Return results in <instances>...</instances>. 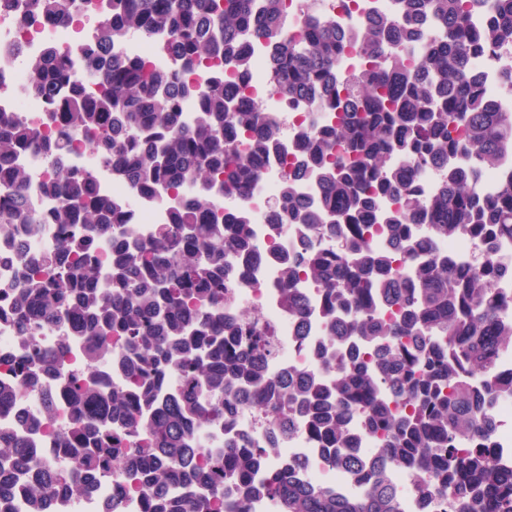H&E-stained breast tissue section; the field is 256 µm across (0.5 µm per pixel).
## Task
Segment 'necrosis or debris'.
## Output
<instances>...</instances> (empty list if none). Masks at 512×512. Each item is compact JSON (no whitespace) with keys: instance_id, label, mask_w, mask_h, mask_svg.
<instances>
[{"instance_id":"necrosis-or-debris-1","label":"necrosis or debris","mask_w":512,"mask_h":512,"mask_svg":"<svg viewBox=\"0 0 512 512\" xmlns=\"http://www.w3.org/2000/svg\"><path fill=\"white\" fill-rule=\"evenodd\" d=\"M322 14L345 28H360L375 14L398 17V0H319ZM53 42L71 54L73 72L82 75L84 42L79 29L64 22L52 27L22 28L16 9L0 6V120L41 122L49 106L26 92L31 74L28 60L40 51L45 42ZM165 38L133 36L115 47L119 56L139 57L155 65L172 70L175 59L164 49ZM267 50L253 47V66L246 82L251 100L271 102V111L278 119L276 137L280 153L265 167L260 180L248 196L235 192L224 195V210L236 213L247 210L252 224V253L248 263L232 265L224 270V285L231 301L224 307L228 318H243L245 329L265 330L269 351L265 363L270 373L299 366L307 370L322 371L324 355L335 347L324 336L325 292L319 284L307 278H298L295 288L307 308L305 323H297L280 303L282 271L275 254L276 249L300 253L309 243L308 237L296 226L279 224L270 209L271 201L280 195L287 181H294L298 196L309 199L316 196L318 186L311 179H294L297 160V142L302 133L321 129L334 122L331 112L319 111L311 105H288L276 100L266 70ZM476 68L485 76L484 92L495 108L512 112V84L506 83L512 74V48L488 50L474 60ZM73 166L90 171L101 189L113 198L128 201L134 216V228L139 239H149L158 224L164 223L174 203L170 193L160 190L150 197L130 196L126 185L113 180L110 171L100 165L94 153L87 148L73 151ZM59 229L45 225L40 233H30L18 227L14 238L0 237V310L10 311V286L17 277L14 259L17 249L41 253L53 248ZM493 429L490 442L496 449L499 464L512 469V399L497 400L491 411ZM272 422L260 407L259 400H247L228 414L221 426L204 432L201 443L211 448L224 440H235L239 447L251 448L265 442ZM297 469L301 479L309 484L330 488L336 493L359 498L365 495L371 482L369 471H355L332 466L320 449L307 425L301 424L288 434L268 457L262 475H275ZM388 479L399 495L401 512H448V502L440 496H418L415 487L417 474L402 467L391 468ZM111 503L116 512H143L140 495L131 488L123 470H113L109 479L100 481L95 494L62 503V512H101L104 503Z\"/></svg>"}]
</instances>
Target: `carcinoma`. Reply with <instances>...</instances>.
<instances>
[{"label":"carcinoma","mask_w":512,"mask_h":512,"mask_svg":"<svg viewBox=\"0 0 512 512\" xmlns=\"http://www.w3.org/2000/svg\"><path fill=\"white\" fill-rule=\"evenodd\" d=\"M399 3L401 19L378 16L353 32L312 9L290 40L282 0H24V26L80 14L102 21L82 46L84 78L52 44L29 60L27 91L50 103L46 120L0 123V233L17 224L60 231L53 252L16 254L12 309L0 318L13 321L22 353L3 358L12 377L0 382V410L40 394L42 380L52 378L70 421L54 425L48 399L46 423L72 465L64 472L38 454L24 421L23 432H0V512H10L17 493L29 512H48L121 463L136 466L143 512H249L247 500L224 497V484L252 486L270 449L245 451L230 441L205 453L200 433L223 424L250 389L267 395L261 406L283 429L300 413L334 464H362L348 454L353 414L382 436L379 476L363 497L339 496L289 472L257 486L279 512H398L386 477L396 466L425 475L423 494L451 493L452 512H512V471L493 461L486 414L487 399L512 398V380L493 374L497 354L512 349V321L501 319L506 302L494 283L504 270L491 256L499 237L512 236V177L492 199L474 191L481 170L512 154V112L483 95L472 65L489 48L512 47V0H494L481 26L465 0ZM424 21L438 34L409 70L405 54ZM133 33L165 35L178 71L113 55L112 45ZM251 43L275 49L272 83L282 101L341 113L302 140L316 201L306 204L288 184L272 202L284 223L313 238L327 229L345 238L339 254L311 245L278 255L288 314L306 317L293 288L303 275L326 291L327 334L347 339L345 351L327 359L329 380L299 370L269 376L261 339L241 343L242 327L224 319V267L250 255L252 234L248 215H225L221 198L226 189L247 196L276 149V117L236 94L252 69ZM351 45L381 69L339 82L336 56ZM87 81L95 93L85 91ZM190 94L196 115L186 124ZM242 136L249 138L244 154L236 150ZM80 138L131 194L162 188L180 197L152 239L136 238L131 210L91 173L60 164ZM28 148L50 164L41 192L59 203L46 212L32 203L29 172L17 162ZM438 161L448 163L443 186L426 199L408 192L418 172ZM387 194L397 208L381 214L377 198ZM423 223L435 239L469 234L486 253L467 265L433 254L415 267L414 287L403 288L392 257L373 250L363 232L384 225L400 254L414 260L425 240L413 225ZM379 293L398 308L394 319L373 315ZM58 327L87 339L82 370L66 367V346L41 347L35 332ZM112 352L129 378L125 389L96 381V366ZM172 372L182 378L176 392L166 389Z\"/></svg>","instance_id":"carcinoma-1"}]
</instances>
